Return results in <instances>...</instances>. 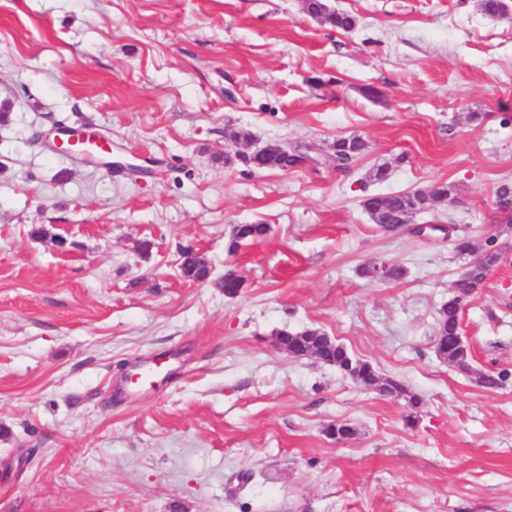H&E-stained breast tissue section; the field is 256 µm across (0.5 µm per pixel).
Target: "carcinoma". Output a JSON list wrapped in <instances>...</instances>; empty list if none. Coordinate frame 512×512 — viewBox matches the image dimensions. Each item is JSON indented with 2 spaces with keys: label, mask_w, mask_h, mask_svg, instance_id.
<instances>
[{
  "label": "carcinoma",
  "mask_w": 512,
  "mask_h": 512,
  "mask_svg": "<svg viewBox=\"0 0 512 512\" xmlns=\"http://www.w3.org/2000/svg\"><path fill=\"white\" fill-rule=\"evenodd\" d=\"M307 13L321 20V23L341 30H351L355 26V19L342 12L330 11L324 0H305ZM327 160L338 168H343L358 160L367 149L366 142L356 136L339 137L328 145ZM263 167L269 169L287 170L293 166V161L283 153L278 145L270 144L259 156ZM417 196L423 203V207L429 209L435 202V198H447L450 196L448 186L440 184L435 187V193L427 190H414V194L396 193L388 196L368 195L363 199V208L370 215L373 223L386 232H397L403 229L400 224H391L389 219L400 216L409 211L412 196ZM268 232L265 224H238L234 227L228 250L235 251L241 243L254 241ZM455 250L460 254L484 255V261L478 263L471 274L465 280L456 284L455 294L443 304L439 310V318L436 330L435 353L438 358L447 362L462 372L471 371V352L466 343L458 339L460 333V310L462 304L471 296L480 292L490 270L495 267L501 256V251L496 248L495 239L489 237L483 246L472 241L468 237L455 239ZM244 286V279L235 270L229 269L224 273V294L237 295ZM286 337L284 343L294 347L295 352L301 357L316 358L322 363L334 366L352 381L360 385L374 386L378 391L395 397H402L407 401L409 409L414 411L422 403L421 398L410 393L403 384L391 378L381 377L373 367L364 361L354 358L347 349L337 342H330L323 337V333L316 329H306L301 332L291 333L281 330L277 337ZM508 377V373L482 372L477 377L479 385L493 389L501 386Z\"/></svg>",
  "instance_id": "obj_1"
}]
</instances>
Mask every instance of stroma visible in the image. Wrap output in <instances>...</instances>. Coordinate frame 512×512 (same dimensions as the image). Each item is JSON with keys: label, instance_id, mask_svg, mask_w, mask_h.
<instances>
[{"label": "stroma", "instance_id": "obj_1", "mask_svg": "<svg viewBox=\"0 0 512 512\" xmlns=\"http://www.w3.org/2000/svg\"><path fill=\"white\" fill-rule=\"evenodd\" d=\"M502 2L330 0L356 19L343 32L303 0H0V512H512ZM64 128L124 167L50 150ZM349 136L367 149L348 172L245 161ZM437 183L451 201L415 223L502 250L462 312L469 375L434 350L465 258L362 206ZM237 224L269 231L232 253ZM189 248L207 282L181 277ZM378 260L405 277L360 275ZM308 327L419 395L415 426L405 399L275 348ZM154 359L153 383L128 382ZM501 370L500 388L476 381ZM337 421L353 438L327 434Z\"/></svg>", "mask_w": 512, "mask_h": 512}]
</instances>
